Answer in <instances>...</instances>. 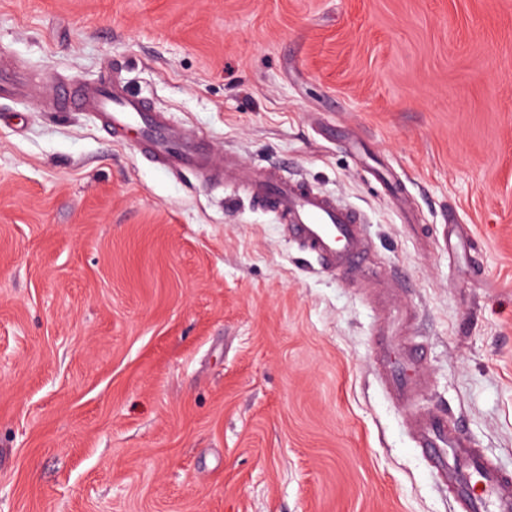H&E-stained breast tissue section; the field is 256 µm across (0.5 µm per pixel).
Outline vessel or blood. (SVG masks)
<instances>
[{
  "instance_id": "1",
  "label": "vessel or blood",
  "mask_w": 512,
  "mask_h": 512,
  "mask_svg": "<svg viewBox=\"0 0 512 512\" xmlns=\"http://www.w3.org/2000/svg\"><path fill=\"white\" fill-rule=\"evenodd\" d=\"M26 84L21 73L0 67V102L14 101ZM47 98L61 112L95 113L103 127L132 141L140 155L162 169L190 173L214 185L244 187L253 205L285 224L290 241L315 255L324 272L345 276L363 271L365 218L336 196L277 168L258 173L230 157L215 164L211 150L185 127L120 85L55 84ZM400 326V318L393 315L378 330L382 375L393 402L410 410L415 443L427 452L435 481L457 498L462 512H512V476L451 419L416 408L414 400L427 384L418 372L422 350L409 342L401 356L387 352Z\"/></svg>"
}]
</instances>
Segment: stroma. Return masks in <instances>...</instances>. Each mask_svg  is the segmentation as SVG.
Masks as SVG:
<instances>
[{"mask_svg": "<svg viewBox=\"0 0 512 512\" xmlns=\"http://www.w3.org/2000/svg\"><path fill=\"white\" fill-rule=\"evenodd\" d=\"M0 58V512H460L376 377L387 279L417 407L512 471V0H0ZM61 79L362 211L366 276ZM27 82L21 73L10 71L0 65V102L14 101L21 94Z\"/></svg>", "mask_w": 512, "mask_h": 512, "instance_id": "stroma-1", "label": "stroma"}]
</instances>
